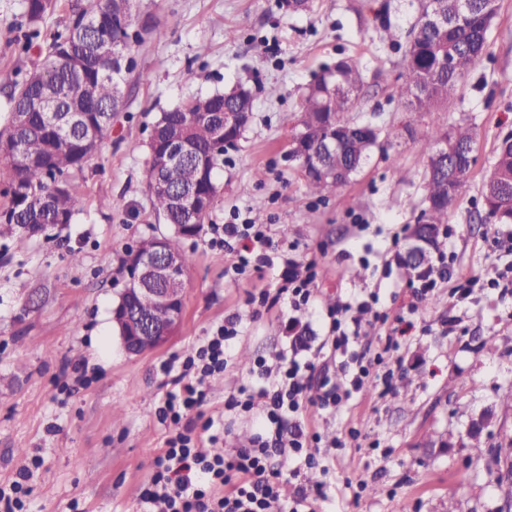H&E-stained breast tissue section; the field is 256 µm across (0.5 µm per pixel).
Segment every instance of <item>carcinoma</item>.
I'll return each instance as SVG.
<instances>
[{"mask_svg":"<svg viewBox=\"0 0 512 512\" xmlns=\"http://www.w3.org/2000/svg\"><path fill=\"white\" fill-rule=\"evenodd\" d=\"M491 0H473L467 17L455 19L454 0H443L442 10L448 24L434 26L425 8L419 9L409 31L401 69L394 94L419 112H435L452 101L461 91L462 82L487 54V35L497 10H486ZM57 0H23V40L17 42V54L26 55L33 46H46V53L33 69L22 72L17 65L8 95L11 112L9 123L0 131V142L17 151L18 160L0 157V179L7 180L4 194L7 206L0 211V238L11 239L20 249L37 235L42 222L49 217L72 223L83 207L84 191L70 178L98 151L105 131L120 102L114 96L123 70L112 68V58L99 53L98 33L114 42H121L127 51L153 36L156 21L149 11L137 18L132 0H74L69 23L53 31L45 29L46 16L55 10ZM380 41L398 44L388 18V4L377 10ZM364 85V71L349 59H339L332 66L313 75L290 117L302 149L296 161L304 172L310 195L327 198L346 185L374 150H383L381 130L371 123H353L344 118L356 103ZM54 96L55 114L31 107L33 99ZM236 108L253 110V95L239 84L227 93L215 92L192 98L188 103L162 113L156 125L159 140L176 134L192 148L189 161L169 174L177 184H195L198 193L218 200L217 171L221 169L224 148L233 145L240 133L215 136L214 126L203 120L206 114ZM94 128L96 138L91 150L84 149V130ZM329 136L336 138V154L324 163L336 175L321 177L312 172L319 158V144ZM433 146L443 139L456 145L457 152L439 157L431 153L424 177L423 208L412 227V234L437 244L440 229L448 223L451 211L469 182L473 163L469 153L475 150L476 135L472 127L459 125L445 130L436 125L411 131ZM157 148L149 143V176L147 193L152 209L173 231L164 236L170 250L180 254L184 267L194 257L183 243L203 231L210 212L197 208L194 224L187 225V212L154 190V154ZM487 216L497 224H512V136L499 137L494 148V161L483 176L482 191ZM138 312L156 322L164 320L166 311L145 299Z\"/></svg>","mask_w":512,"mask_h":512,"instance_id":"carcinoma-1","label":"carcinoma"}]
</instances>
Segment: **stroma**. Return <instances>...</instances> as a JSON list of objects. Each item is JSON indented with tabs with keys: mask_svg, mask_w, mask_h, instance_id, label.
Wrapping results in <instances>:
<instances>
[{
	"mask_svg": "<svg viewBox=\"0 0 512 512\" xmlns=\"http://www.w3.org/2000/svg\"><path fill=\"white\" fill-rule=\"evenodd\" d=\"M381 0H314L311 11L287 14L278 0H154L158 30L133 47V71L101 149L77 172L84 205L65 229L25 248L0 238V486L30 468L27 512H143L141 493L166 431L157 409L168 389L161 367L175 361L224 320L239 318L237 355L205 388L200 407L221 418L240 386H257L251 364L297 339L318 348L326 328L316 313L287 305L261 308L250 294L277 286L263 270L233 282L224 276L223 249L208 235L186 240L194 256L185 275L183 323L165 348L128 355L112 329V306L125 285L118 267L127 246L169 233L145 193L148 142L162 112L199 94L246 84L253 119L224 153L220 196L210 223L246 219L267 224L277 243L321 263L315 305L377 293L403 313L411 279L397 261L409 224L421 209L429 154L410 129L471 124L477 137L472 178L448 214L439 247L456 272L480 277L512 269V250L494 247L512 224L490 220L482 180L499 135L512 131V0H500L486 57L448 109L415 112L367 81L347 118L371 122L388 141L334 195H309L288 158L295 129L289 120L315 73L351 57L368 72L395 77L403 50L380 42L375 12ZM21 0H0V112L14 72L15 27ZM207 56H198L199 46ZM196 77L185 81L186 69ZM277 95H270V88ZM79 261H72V254ZM358 351L374 364L367 388L335 412H308L322 437L324 470L283 460L282 478L315 495L316 512H512V294L474 287L458 302L447 287L420 304L414 328L386 352L385 332L361 315ZM393 368L391 388L379 379ZM491 411L481 441L470 421ZM342 447H332V439Z\"/></svg>",
	"mask_w": 512,
	"mask_h": 512,
	"instance_id": "obj_1",
	"label": "stroma"
}]
</instances>
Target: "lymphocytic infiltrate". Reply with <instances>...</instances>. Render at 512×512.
Returning a JSON list of instances; mask_svg holds the SVG:
<instances>
[{"label": "lymphocytic infiltrate", "mask_w": 512, "mask_h": 512, "mask_svg": "<svg viewBox=\"0 0 512 512\" xmlns=\"http://www.w3.org/2000/svg\"><path fill=\"white\" fill-rule=\"evenodd\" d=\"M211 246L224 248L229 261L226 276L239 280L263 268H281L275 291H261L260 306L288 303L292 310L309 309L317 279L316 259H293L275 244L266 224L243 221L240 224L212 225ZM350 302L330 305L326 311L331 353L343 354L342 370L350 374L352 391L365 384L369 369L354 352L361 329L351 326ZM239 324L228 318L197 347L190 349L180 368L164 365L172 388L157 410L167 438L154 461L152 475L142 491L145 512H270L273 503L284 501L289 512H302L308 498L302 488L287 491L270 470L272 457L303 458L307 468L318 467V434L309 432L303 422L311 402L306 390L315 370L313 361L304 362L274 355L272 361H258L255 372L266 381L258 391L240 387L226 410L236 416L255 419L260 429L250 447L232 448L225 453L206 455L198 451L194 421L190 414L204 400L206 383L223 375L231 357Z\"/></svg>", "instance_id": "lymphocytic-infiltrate-1"}]
</instances>
